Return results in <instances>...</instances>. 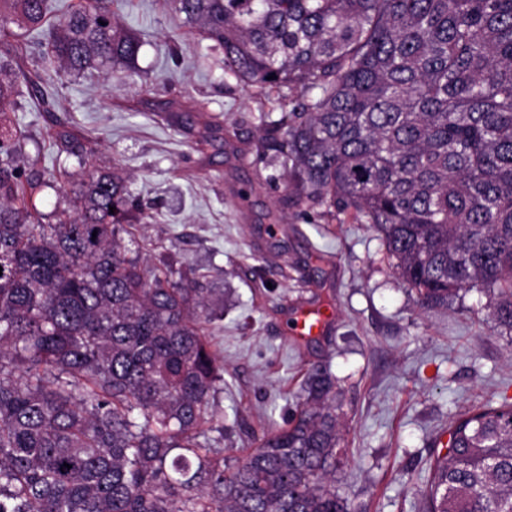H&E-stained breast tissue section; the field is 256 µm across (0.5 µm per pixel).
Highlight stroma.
<instances>
[{
    "instance_id": "1",
    "label": "stroma",
    "mask_w": 512,
    "mask_h": 512,
    "mask_svg": "<svg viewBox=\"0 0 512 512\" xmlns=\"http://www.w3.org/2000/svg\"><path fill=\"white\" fill-rule=\"evenodd\" d=\"M118 20L143 43L135 69L59 79L33 45L9 62L8 74L28 76L13 108L19 162L76 172L60 132L97 162H119L141 204L130 230L142 257L195 265L223 289L224 314L209 330L224 365L225 455H245L284 425L321 368L336 379L349 450L337 494L352 512H420L453 417L512 402V335L495 327L489 296L421 308L372 225L283 208V182L251 152L271 102L225 73L165 0H125ZM210 121L221 125L218 139L199 145ZM317 304L333 310L326 331L296 341L295 311Z\"/></svg>"
}]
</instances>
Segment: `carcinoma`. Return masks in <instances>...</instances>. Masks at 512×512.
Segmentation results:
<instances>
[{
	"instance_id": "carcinoma-1",
	"label": "carcinoma",
	"mask_w": 512,
	"mask_h": 512,
	"mask_svg": "<svg viewBox=\"0 0 512 512\" xmlns=\"http://www.w3.org/2000/svg\"><path fill=\"white\" fill-rule=\"evenodd\" d=\"M168 2L275 98L254 148L283 206L372 225L421 307L487 293L512 333V0ZM48 14L0 0L60 73L140 54L112 0H71L45 37ZM17 94L0 77V512H351L333 377L311 374L286 426L224 456L217 289L141 259L123 236L136 197L66 133L80 184L44 222L48 182L17 164L4 112ZM422 512H512V402L457 419Z\"/></svg>"
}]
</instances>
